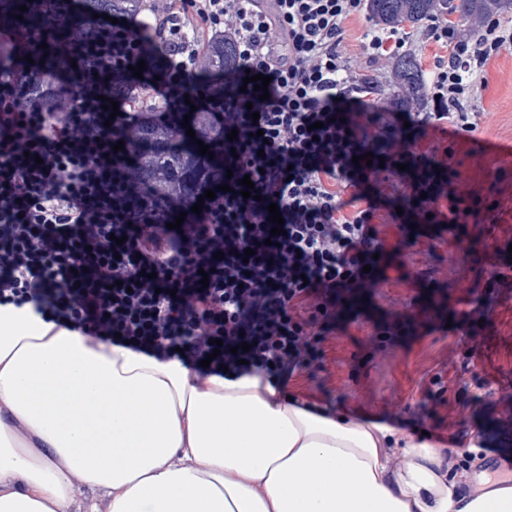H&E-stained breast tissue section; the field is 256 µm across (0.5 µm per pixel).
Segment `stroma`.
<instances>
[{"label": "stroma", "instance_id": "stroma-1", "mask_svg": "<svg viewBox=\"0 0 512 512\" xmlns=\"http://www.w3.org/2000/svg\"><path fill=\"white\" fill-rule=\"evenodd\" d=\"M468 113L474 134L419 130L411 148L416 162L442 163L452 189L478 207L467 223L396 222L397 174L359 188L337 182L346 215L363 209L358 192L374 198L380 268L331 300L317 366L280 384L315 410L428 432L473 481L484 472L463 450L478 435L485 458L512 476V154L484 149L512 142V48L493 58Z\"/></svg>", "mask_w": 512, "mask_h": 512}]
</instances>
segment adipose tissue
Segmentation results:
<instances>
[{
    "label": "adipose tissue",
    "instance_id": "adipose-tissue-1",
    "mask_svg": "<svg viewBox=\"0 0 512 512\" xmlns=\"http://www.w3.org/2000/svg\"><path fill=\"white\" fill-rule=\"evenodd\" d=\"M512 512V486L462 488L441 449L334 411L266 373L199 377L0 309V512Z\"/></svg>",
    "mask_w": 512,
    "mask_h": 512
}]
</instances>
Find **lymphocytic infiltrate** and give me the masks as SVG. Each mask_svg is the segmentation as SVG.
Returning a JSON list of instances; mask_svg holds the SVG:
<instances>
[{"mask_svg": "<svg viewBox=\"0 0 512 512\" xmlns=\"http://www.w3.org/2000/svg\"><path fill=\"white\" fill-rule=\"evenodd\" d=\"M42 3L31 40L55 41L59 64L31 70L20 53L0 66V306H30L91 341L119 336L152 353L179 348L196 363L218 339L213 370L240 359L281 373L316 366L327 305L300 319L283 312L287 300L345 287L375 263L370 210L345 216L334 190L358 173L352 158L361 135L388 163L412 144L405 126L476 131L467 107L488 84L490 60L512 47V26L499 19L480 22L473 37L434 18L416 35L398 24L371 26L354 54L345 24L363 12L364 0H270L266 7L260 0H147V20L130 24L79 21L59 0ZM146 41L158 53L160 78L133 85L126 73ZM413 41L444 52L426 72L431 111L406 114L389 101L393 84L368 70ZM223 45L236 61L215 96L207 80ZM249 73L269 77L268 99L244 88ZM118 87L124 106L109 120L101 99ZM188 92L204 124L236 151L208 182L216 196L197 214L193 200L167 189L143 201L112 151L114 139L134 148L147 122L168 120L167 111L147 115L148 102L168 106ZM246 176L255 198L240 193ZM426 193L418 201L405 186L403 211L445 224L473 215L457 197L442 213L441 191L430 185ZM272 203L285 220L277 235ZM176 212L185 220L167 230ZM232 224L267 264L232 273L216 259L232 245ZM228 319L253 326L252 349H239Z\"/></svg>", "mask_w": 512, "mask_h": 512, "instance_id": "lymphocytic-infiltrate-1", "label": "lymphocytic infiltrate"}]
</instances>
